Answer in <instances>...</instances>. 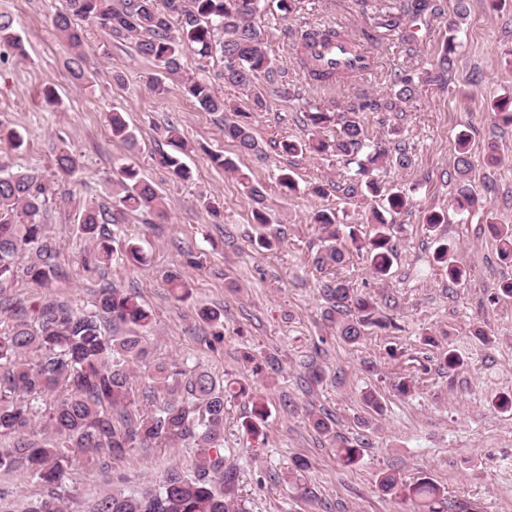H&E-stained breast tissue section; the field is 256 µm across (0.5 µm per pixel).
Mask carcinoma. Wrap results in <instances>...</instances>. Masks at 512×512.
Segmentation results:
<instances>
[{
    "label": "carcinoma",
    "instance_id": "carcinoma-1",
    "mask_svg": "<svg viewBox=\"0 0 512 512\" xmlns=\"http://www.w3.org/2000/svg\"><path fill=\"white\" fill-rule=\"evenodd\" d=\"M273 1L286 15L297 8V0H163L161 8L157 0H64L51 23L70 51L76 79L84 76L83 39L76 23L80 19L102 25L117 42L135 40L139 55L179 79L187 97L208 112L224 113V134L236 141L242 153L257 154L261 148L249 118L250 113L266 106L259 81L283 96H295L276 59L266 51L268 33L257 22ZM360 2L365 11L376 12L380 27L389 31L402 28L408 18L418 20L441 10L438 0H400L396 9L386 7L384 0ZM172 17L177 18L176 29L171 27ZM335 36L366 45L376 40L365 29L302 27L293 47L308 85L340 86L357 77L351 69L320 67L310 57L314 43ZM2 47L17 58L27 57L25 44L6 15H0ZM187 51L202 64L220 61L219 77L224 83L249 92L247 107L224 99L209 82L184 74L181 60ZM457 51V36L451 32L425 75L405 70L391 73L386 97L358 99L336 112L312 105L303 108L304 125L314 132L334 125L336 139L286 140L281 142L282 150L294 155L307 151L343 156L356 165L347 183L348 196L365 190L381 197L391 214L411 209L409 191L385 187L372 178L384 164L409 168V149L399 144L390 152L369 144L359 113L404 112L416 98L420 83L449 84ZM491 110L503 124L512 125L511 96L496 100ZM110 123L113 138L134 144L136 135L122 113H112ZM472 151L469 134L459 132L453 159L458 174L453 205L461 212L479 204L468 183ZM210 160L238 175L246 195L255 203L254 222L268 226L263 187L235 159L213 154ZM160 163L175 178H190V170L178 156L164 154ZM55 166L70 177L78 163L72 152L61 149ZM48 201L47 188L37 173L0 167V291L19 280L45 288L60 277L56 242L46 228ZM144 211L155 213L160 220L168 216L162 196L131 166L121 168L112 180L110 204L86 202L78 224L94 243L95 269L106 270L117 257L131 265L144 262L141 247L131 241L116 244L110 228ZM373 219L372 232L364 238L354 227L341 224L335 211H315L310 223L321 232L325 245L315 255L314 267L319 271L335 268L353 249L366 258L374 279H390L397 260L391 224L376 211ZM485 224L497 242L499 259L512 264V224H499L490 214ZM433 258L445 267L448 280L459 284L467 279V267L452 257L448 245H438ZM318 288L329 304L328 320L346 343H357L372 327L391 326L373 298L346 281L325 278ZM200 317L214 328V341H220L224 335L221 313L203 308ZM153 321V312L134 293L116 288L102 290L89 311L47 300L29 314L0 320V437L9 440L8 447L0 448V470H20L46 486L47 494L30 512H68L66 481L80 463L109 469L112 462L135 448L169 447L189 440L196 448L189 470L169 469L158 488L145 495H100L91 512H246L242 500L234 497L237 468L224 464V403L229 397L251 402V414L242 427L254 437L264 434L267 405L246 376L224 382L186 359L151 360L145 331ZM308 417L317 432L332 434L328 413L311 410ZM337 455L344 464L353 465L360 460L362 449L343 443L337 446ZM380 487L386 493L410 498L419 512H447L445 489L430 478L408 485L387 473L381 477Z\"/></svg>",
    "mask_w": 512,
    "mask_h": 512
}]
</instances>
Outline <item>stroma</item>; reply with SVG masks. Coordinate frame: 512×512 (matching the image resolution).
Here are the masks:
<instances>
[{
	"label": "stroma",
	"instance_id": "1",
	"mask_svg": "<svg viewBox=\"0 0 512 512\" xmlns=\"http://www.w3.org/2000/svg\"><path fill=\"white\" fill-rule=\"evenodd\" d=\"M63 0H0V14L10 16L26 45L20 60L0 48V132L23 133L27 143L11 150L0 143V165L12 171H35L48 188L47 223L57 242L65 279L43 289L20 281L5 298L31 308L56 296L71 307L89 308L101 286L136 291L153 310L149 331L154 358H188L227 379L248 374L251 364L262 373L253 386L266 401L269 418L261 437L245 433L242 421L251 408L244 398L224 406V457L239 472V486L249 512H413L411 500L378 488L385 472L413 483L427 477L444 487L448 512H512V410L500 397L512 396V298L497 288L512 279V265L500 261L497 244L485 229L487 213L512 224V126L495 120L493 101L512 95V0H469L465 20H458L455 0H442L441 12L417 25L413 41L383 34L374 46L379 64L368 77L333 90L310 87L292 58V40L300 27L334 23L370 26L356 0H300L297 12L272 10L261 23L269 33L267 49L294 84L297 95L286 99L268 92L263 111L252 113L251 127L263 152L239 154L224 134V115L208 112L185 96L178 83L166 81L165 93L153 89L161 72L141 57L133 42L117 43L95 24H83V80L72 74L70 55L51 26ZM458 27L460 47L449 85H422L404 116L389 112L360 115L370 139L393 145L405 141L412 165H387L376 176L388 186L413 187L415 206L392 219L398 258L390 280L373 279L367 261L349 256L333 274L361 293L372 295L388 329L372 328L360 343H346L325 318L327 304L318 291L320 273L312 260L324 242L311 213L335 210L339 220L361 235L372 229L378 207L374 197H346L341 187L350 177L330 155L282 153L284 140L308 138L301 108H344L359 97L382 98L391 70L427 68L448 35ZM60 99L51 106L44 87ZM124 113L136 134L135 145L114 140L108 118ZM178 128L191 150L182 160L191 171L174 180L159 162L170 152L165 135ZM472 139L475 169L471 184L479 204L459 214L452 205L457 175L454 148L460 131ZM496 141L501 165L483 162L485 142ZM69 148L79 169L64 177L55 168L60 148ZM214 154L234 156L241 170L265 189L274 250L254 243L260 228L253 203L236 174L211 163ZM134 166L151 181L167 209L166 220L148 223L145 215L114 225L117 240L140 245L146 263L114 261L106 275L86 269L92 243L78 234L75 221L85 201L108 202L109 182L118 169ZM294 173L298 188L282 193L281 169ZM324 196L310 194L314 184ZM447 215L432 233L423 224L426 212ZM450 241L458 261L469 269L464 283L449 282L432 259L437 239ZM179 273L187 283L186 299L174 300L168 278ZM224 315V339L213 343L211 326L201 308ZM432 333L436 345L424 344ZM451 349L464 364L451 372L440 353ZM414 383L410 396L398 394L400 379ZM375 394L380 410L367 406ZM330 414L333 436L318 434L308 412ZM362 445L358 463L340 465L335 437ZM306 458L304 486L290 483L292 459ZM190 444L170 448H137L111 469L86 466L74 471L69 492L87 502L96 492L140 489L158 482L166 470L187 466ZM43 488L21 472L0 471V512H24Z\"/></svg>",
	"mask_w": 512,
	"mask_h": 512
}]
</instances>
